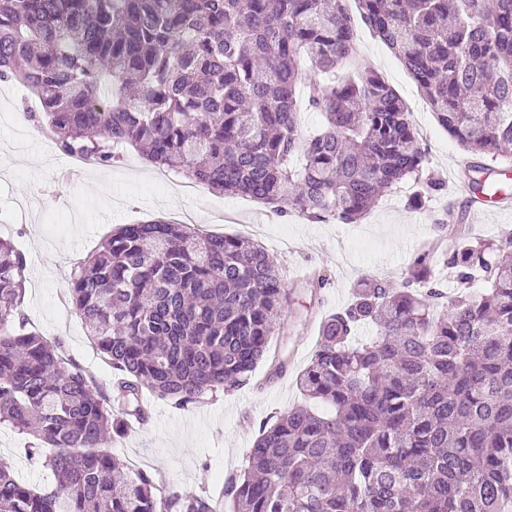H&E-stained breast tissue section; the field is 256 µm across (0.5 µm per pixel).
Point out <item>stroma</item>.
Listing matches in <instances>:
<instances>
[{"instance_id": "1", "label": "stroma", "mask_w": 512, "mask_h": 512, "mask_svg": "<svg viewBox=\"0 0 512 512\" xmlns=\"http://www.w3.org/2000/svg\"><path fill=\"white\" fill-rule=\"evenodd\" d=\"M347 7L358 49L346 71L367 68L384 76L410 111L426 153L422 176L405 179L354 224L332 217L311 221L295 213L281 216L245 195H225L202 184L193 188L188 175L169 178L135 152L60 183L57 175L66 155L42 134L19 133L22 105L38 110V99L26 98L18 83L12 97L0 94V236L12 238L27 258L21 310L31 329L62 338L68 355L97 383L108 385L112 370L93 348L69 299V278L76 263L116 228L170 221L192 210L195 227L249 238L279 266L292 302L272 344L286 356V372L269 382L267 364L259 363L249 383L184 409L151 400L145 424H129L111 443L124 462L155 474L166 486L211 497L220 512L230 509L223 497L224 476L244 471L260 423L304 404L297 379L316 349L320 325L350 302L362 278L400 279L439 224L446 227V249L465 235L502 241L512 234V209L470 211L468 183L456 175L464 148L438 124L399 59L362 23L355 0ZM428 178L442 182V191L421 207H411ZM315 274L324 279L318 290L310 286ZM26 442V436L1 424L0 465L26 484L52 487L53 470L43 460L26 457Z\"/></svg>"}]
</instances>
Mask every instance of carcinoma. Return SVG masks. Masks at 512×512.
Here are the masks:
<instances>
[{
    "label": "carcinoma",
    "mask_w": 512,
    "mask_h": 512,
    "mask_svg": "<svg viewBox=\"0 0 512 512\" xmlns=\"http://www.w3.org/2000/svg\"><path fill=\"white\" fill-rule=\"evenodd\" d=\"M440 126L495 161L512 149V0H357ZM346 0H0V81H18L58 150L153 166L286 215L355 223L422 173L410 112L356 51ZM323 127L304 138L302 110ZM459 293L447 299L437 262ZM27 261L0 237V424L33 437L52 489L0 466V512H217L106 447L144 421L267 379L290 292L264 248L187 224H126L72 270L70 296L118 372L119 405L20 316ZM482 284V290L473 287ZM374 324L377 335L357 342ZM305 406L263 422L231 512H512V245L435 238L398 282L364 279L322 322Z\"/></svg>",
    "instance_id": "1"
}]
</instances>
